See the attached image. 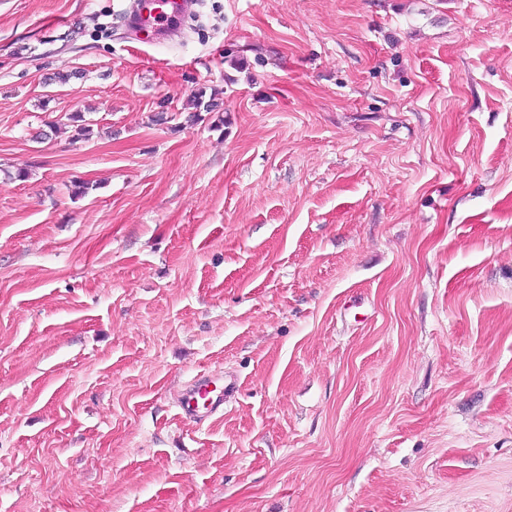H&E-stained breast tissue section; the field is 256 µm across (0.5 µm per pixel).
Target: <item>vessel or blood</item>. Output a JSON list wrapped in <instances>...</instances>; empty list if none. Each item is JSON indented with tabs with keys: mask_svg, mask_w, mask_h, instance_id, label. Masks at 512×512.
I'll return each instance as SVG.
<instances>
[{
	"mask_svg": "<svg viewBox=\"0 0 512 512\" xmlns=\"http://www.w3.org/2000/svg\"><path fill=\"white\" fill-rule=\"evenodd\" d=\"M195 4L196 0H134L127 15V27L132 34H145L149 44L166 43L176 35L182 19ZM210 384V378L204 376L189 389L179 404L183 416L195 419L223 407L233 392L232 385H225L218 392Z\"/></svg>",
	"mask_w": 512,
	"mask_h": 512,
	"instance_id": "b4317fda",
	"label": "vessel or blood"
}]
</instances>
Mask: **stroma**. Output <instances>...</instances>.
Instances as JSON below:
<instances>
[{"mask_svg": "<svg viewBox=\"0 0 512 512\" xmlns=\"http://www.w3.org/2000/svg\"><path fill=\"white\" fill-rule=\"evenodd\" d=\"M123 3L0 0V512H512V0ZM196 0H135L127 15V27L135 36L145 34L150 45L166 43L179 30ZM212 379L202 376L189 389L184 398L180 401L181 413L186 418H200L201 414L212 415L224 406L226 399L233 393L231 383L224 384V388L216 393V387L211 389Z\"/></svg>", "mask_w": 512, "mask_h": 512, "instance_id": "obj_1", "label": "stroma"}]
</instances>
